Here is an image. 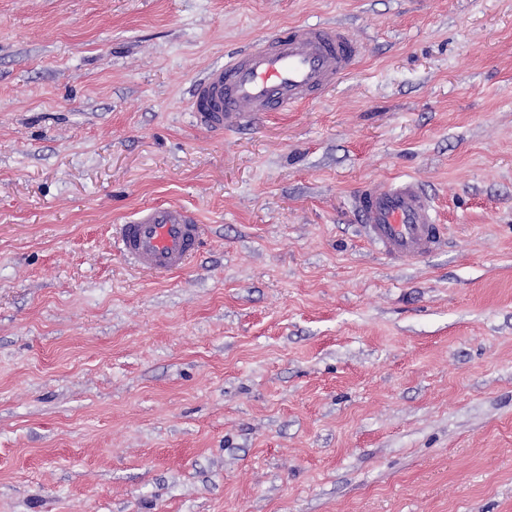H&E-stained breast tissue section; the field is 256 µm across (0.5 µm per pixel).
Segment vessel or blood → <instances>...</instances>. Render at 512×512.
<instances>
[{
	"instance_id": "1",
	"label": "vessel or blood",
	"mask_w": 512,
	"mask_h": 512,
	"mask_svg": "<svg viewBox=\"0 0 512 512\" xmlns=\"http://www.w3.org/2000/svg\"><path fill=\"white\" fill-rule=\"evenodd\" d=\"M363 44L341 25L314 23L256 39L204 69L190 91L197 126L223 133L263 112H285L329 93L357 67ZM368 241L389 261L417 263L441 248L444 228L419 181H370L355 193ZM203 228L179 206H149L117 225V252L154 273H177L199 252Z\"/></svg>"
}]
</instances>
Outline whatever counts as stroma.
Listing matches in <instances>:
<instances>
[{
  "mask_svg": "<svg viewBox=\"0 0 512 512\" xmlns=\"http://www.w3.org/2000/svg\"><path fill=\"white\" fill-rule=\"evenodd\" d=\"M317 21L331 94L194 126ZM403 177L446 243L398 265L352 197ZM154 205L206 226L163 279ZM0 512H512V0H0ZM363 44L341 25L314 23L256 39L204 69L190 91L197 126L238 129L263 112H288L329 93L357 67ZM203 228L196 215L179 206H149L118 224L117 252L154 273H177L199 252Z\"/></svg>",
  "mask_w": 512,
  "mask_h": 512,
  "instance_id": "1",
  "label": "stroma"
}]
</instances>
